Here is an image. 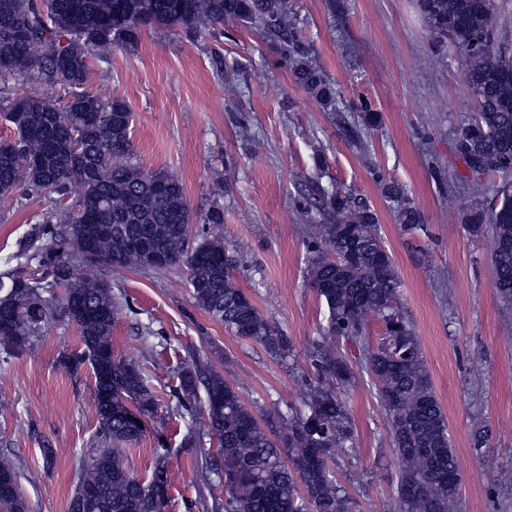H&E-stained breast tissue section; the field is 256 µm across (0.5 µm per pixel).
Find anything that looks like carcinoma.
Segmentation results:
<instances>
[{"mask_svg":"<svg viewBox=\"0 0 512 512\" xmlns=\"http://www.w3.org/2000/svg\"><path fill=\"white\" fill-rule=\"evenodd\" d=\"M435 44L453 46L464 63L475 117L458 126L456 150L468 174L455 180L486 203L468 208L465 221L475 237L493 226L489 252L494 288L512 304V16L505 0H416ZM226 22L245 23L268 41L294 81L320 103L339 111L336 88L309 60L287 0H0V111L14 137L0 141V200L22 191L72 203L49 212L36 225L22 255L50 277L44 281L21 263L0 274V353L13 356L56 316L74 323L82 347L62 356L76 371L89 364L96 384V411L105 448L78 460L66 512H163L167 494L165 449H154L151 475L132 474L116 453L136 445L144 429L128 420L127 406L144 415L158 403L136 361L112 357V322L118 307L105 278L76 273L71 252L93 238L95 264L113 272L144 267L133 240L158 246L166 270L184 266L197 304L237 336L254 341L276 361L295 358V345L266 319L234 279L237 252L218 236L201 231L190 242L191 210L183 186L163 171L132 162L133 113L125 99L85 88L92 60L132 49L143 27H179L202 35ZM67 90L64 104L21 92L20 78ZM360 125L342 121L344 138L380 127V113L361 97L354 106ZM373 181L395 206L406 233L423 229L419 208L399 183L372 169ZM303 206L320 223L305 241L309 284L327 308L323 336L306 358L315 376L301 375L303 406L260 419L239 392L201 362L182 376V396L202 384L205 414L187 436L216 441L219 454L206 468L224 475V512H356L337 478L336 457L355 447V431L339 389L353 382L351 365L336 340L351 341L374 384L388 422L399 468L398 512H448L459 497L460 462L427 371L418 336L396 307L400 281L382 244L378 217L368 201L307 177ZM355 254L352 264L340 262ZM57 287V298L44 289ZM383 336L371 341L370 321ZM491 429L473 423L471 448L480 453ZM13 479L0 495L5 512H28L18 491L19 471L0 456V473Z\"/></svg>","mask_w":512,"mask_h":512,"instance_id":"obj_1","label":"carcinoma"}]
</instances>
